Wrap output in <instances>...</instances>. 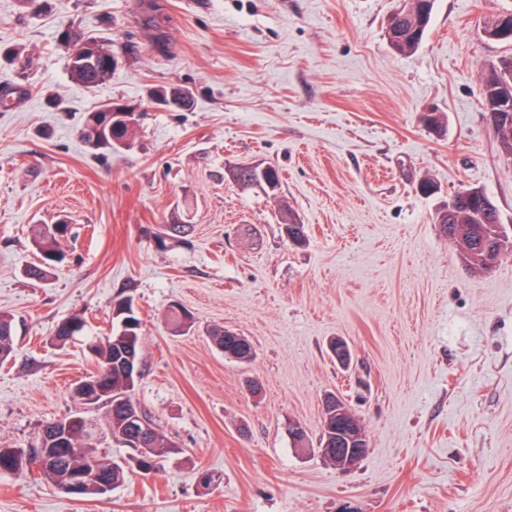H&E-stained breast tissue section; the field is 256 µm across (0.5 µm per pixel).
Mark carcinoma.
Wrapping results in <instances>:
<instances>
[{"instance_id":"1","label":"carcinoma","mask_w":512,"mask_h":512,"mask_svg":"<svg viewBox=\"0 0 512 512\" xmlns=\"http://www.w3.org/2000/svg\"><path fill=\"white\" fill-rule=\"evenodd\" d=\"M431 15L408 14L397 20L393 31L397 34V46L400 50L412 52L422 43L427 32ZM71 77L85 87H95L112 76V69L102 62L75 66L68 64ZM480 92L484 100L485 110L500 117L495 126L503 151L512 156V58L498 63L489 73L483 74ZM109 105L102 106L100 112L88 113L83 124L81 135L89 148L101 152L120 150L115 144L119 139L134 140L132 128L125 127L115 133L110 132L104 125L103 110ZM234 181L242 189H253L255 184L265 181L268 186L261 187L266 195H274L281 188L282 176L275 167H270L266 179H261L260 173L253 168L236 171ZM67 224H44L38 227L33 235V244L41 256V261L29 266L25 274L33 279L44 280L53 264L64 259L59 251L60 240L67 237ZM442 229L448 238L460 233L458 240L463 252L461 259L470 272L485 265L487 258L479 250L482 239L491 240L500 235H508L505 225L500 223V217L495 205L487 207L473 205L463 196H457L453 215ZM116 319L119 327L112 330L104 345L94 344L91 353L98 357V369L109 370L101 386L102 393L96 399L83 405L75 411L72 417L75 421L69 428H64L65 420L60 419L47 423L39 430L43 438L35 441L27 451L20 448H0V473H29L30 464L38 459L44 460L39 475L50 480L60 489L71 482L73 474L85 467L96 466L100 469L97 480L84 485L78 493L86 496L105 494L101 485L108 484L114 488L125 480L123 467L109 461L99 454L97 438L90 437L96 430V423L85 416L86 409L97 408L106 410L105 420L111 436L126 446L132 445V427L134 425V406L126 403L132 397L138 383V378L129 377L119 363L121 350L129 347L135 353H140V320L134 315L125 313V303L118 304ZM87 320L73 316L58 323L54 330V340L66 342L74 336L85 332ZM216 346L228 358L248 360L253 355L250 341L243 343L237 336L226 334L224 329H216L211 333ZM16 323L14 316L0 311V362L8 360L15 352ZM338 398L334 395L327 397L323 418L322 432L318 448H359L366 443L359 422L349 414L345 404H336ZM171 452L169 441L156 430H151L145 450L140 452L139 468L145 474L158 472L157 459Z\"/></svg>"}]
</instances>
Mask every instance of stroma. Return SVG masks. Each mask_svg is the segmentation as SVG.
<instances>
[{
  "label": "stroma",
  "instance_id": "obj_1",
  "mask_svg": "<svg viewBox=\"0 0 512 512\" xmlns=\"http://www.w3.org/2000/svg\"><path fill=\"white\" fill-rule=\"evenodd\" d=\"M398 6L0 0V310L18 325L0 363V447H29L73 412L71 384L97 367L86 337L52 343L57 323L84 315L102 339L128 301L133 399L176 448L155 476L129 465L92 498L0 474V512H512V254L472 276L433 222L479 187L512 226V156L480 94L484 69L512 57L484 24L512 0H435L404 54L386 37ZM66 28L111 49L108 81L72 80ZM159 87L192 106L152 104ZM108 101L137 122L133 148L102 158L79 130ZM244 162L278 167L279 193L242 191L227 170ZM59 220L64 260L28 278L34 225ZM175 304L190 331L170 329ZM216 328L247 337L253 358L224 356ZM331 393L367 440L345 470L317 448Z\"/></svg>",
  "mask_w": 512,
  "mask_h": 512
}]
</instances>
